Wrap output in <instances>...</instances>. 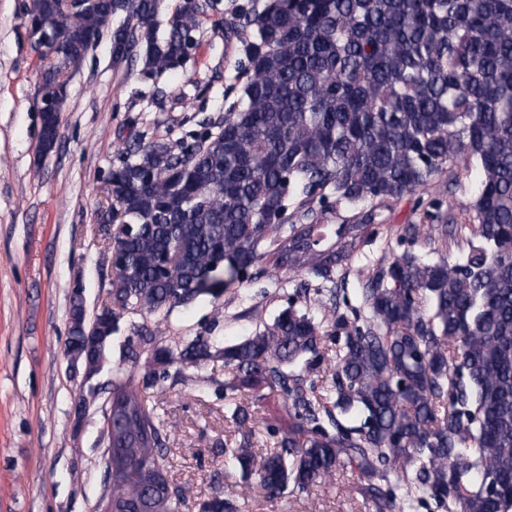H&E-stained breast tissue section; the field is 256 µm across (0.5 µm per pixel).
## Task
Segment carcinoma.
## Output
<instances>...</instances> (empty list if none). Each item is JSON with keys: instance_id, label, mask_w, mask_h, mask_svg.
Wrapping results in <instances>:
<instances>
[{"instance_id": "carcinoma-1", "label": "carcinoma", "mask_w": 512, "mask_h": 512, "mask_svg": "<svg viewBox=\"0 0 512 512\" xmlns=\"http://www.w3.org/2000/svg\"><path fill=\"white\" fill-rule=\"evenodd\" d=\"M160 0H28L27 17L64 40L45 57L46 96L111 33L112 55L147 74L190 59L202 7L181 0L158 38ZM118 18L123 23L114 25ZM248 61L218 132L175 149L137 146L112 169V295L86 319L73 292L65 353L96 374L124 310L155 316L270 271L332 282L375 236L376 210L455 168L481 172L469 224H446L443 201L427 258L415 225L359 270L366 312L338 313L334 333L288 302L270 324L229 344L205 336L126 345L112 378V512H188L167 481L164 436L150 411L162 378L199 383L224 361V418L242 436L229 463L270 496L340 472L376 512H512V0H280L226 22ZM59 136L42 114L40 149ZM343 208L346 223L329 224ZM462 251L455 264L444 253ZM335 348H326L327 341ZM282 400L288 423L264 421L276 450L250 448L255 407ZM198 512H229L218 494Z\"/></svg>"}]
</instances>
